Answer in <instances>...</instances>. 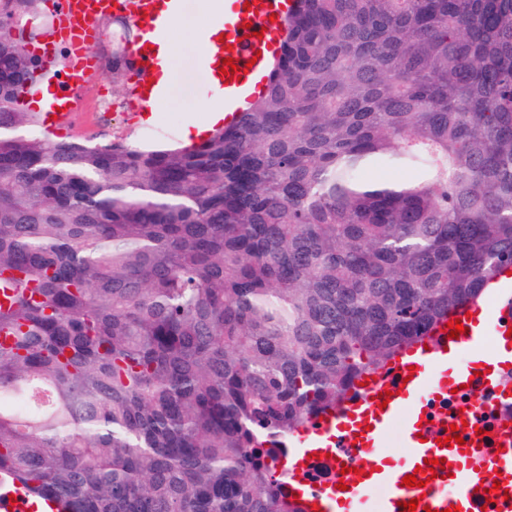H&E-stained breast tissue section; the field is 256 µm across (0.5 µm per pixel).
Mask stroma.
<instances>
[{
	"mask_svg": "<svg viewBox=\"0 0 512 512\" xmlns=\"http://www.w3.org/2000/svg\"><path fill=\"white\" fill-rule=\"evenodd\" d=\"M183 15L193 21L194 27L189 31L168 30L167 39L182 47L180 62L167 96L153 104L148 118L140 111L133 94L139 76L130 71L120 77L112 73V20L104 18L101 22L104 36L96 45V73L82 89L83 109L60 132L103 143L120 139L137 146L180 145L185 123L192 118L205 120L214 97L199 69L198 43L202 33L199 0H188ZM35 132L49 137L60 133L45 125L36 127Z\"/></svg>",
	"mask_w": 512,
	"mask_h": 512,
	"instance_id": "1",
	"label": "stroma"
}]
</instances>
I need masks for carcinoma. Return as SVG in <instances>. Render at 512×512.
Here are the masks:
<instances>
[{
  "label": "carcinoma",
  "instance_id": "cac0c4a2",
  "mask_svg": "<svg viewBox=\"0 0 512 512\" xmlns=\"http://www.w3.org/2000/svg\"><path fill=\"white\" fill-rule=\"evenodd\" d=\"M37 2L0 0V487L301 512L293 434L512 266V0H294L264 90L167 149L29 132Z\"/></svg>",
  "mask_w": 512,
  "mask_h": 512
}]
</instances>
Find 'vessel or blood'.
Instances as JSON below:
<instances>
[{
	"label": "vessel or blood",
	"mask_w": 512,
	"mask_h": 512,
	"mask_svg": "<svg viewBox=\"0 0 512 512\" xmlns=\"http://www.w3.org/2000/svg\"><path fill=\"white\" fill-rule=\"evenodd\" d=\"M292 0H229L222 27L225 41L209 40L203 45L202 66L210 86L224 98L229 112H238L253 97L251 79L270 67L268 39L258 38L271 20H283ZM121 0H56L54 45L66 50L68 65L57 77L45 112L67 121L80 109L79 90L95 70L94 44L100 39V18L120 9ZM183 9V0H138L132 17L142 28L143 38L132 46L129 58L137 69L159 68L155 47L172 17ZM53 47L33 49L32 54L50 60ZM233 59L238 71L233 79L222 72L225 59ZM499 309L487 321H480V306L458 311L464 331L450 337L446 325H439L434 337L397 357L381 373L366 379L359 396L348 401L336 415L324 418L319 426L300 432L294 439L295 453L288 461L293 481L288 486L292 500L302 512H404V502L419 499L431 512H445L457 506L474 512L485 500L486 489L500 484L495 500L512 492V423L507 428L479 433L475 423H463L461 416H436L430 401L451 400L460 385H500L504 367L512 365V294L498 298ZM496 343L493 357L477 352ZM391 391L388 404H380L378 394ZM466 425L463 443L450 441L452 426ZM399 429L403 455L398 459L382 453L392 429ZM349 453L359 459L365 477L338 489L336 482L313 488L303 468L311 456ZM447 463L440 476L422 487H405L402 480L414 474L428 459Z\"/></svg>",
	"instance_id": "vessel-or-blood-1"
}]
</instances>
